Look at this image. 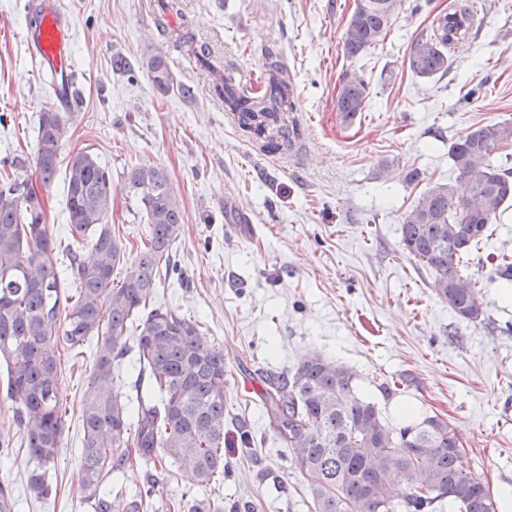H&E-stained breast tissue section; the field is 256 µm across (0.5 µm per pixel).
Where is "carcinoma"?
<instances>
[{"mask_svg":"<svg viewBox=\"0 0 512 512\" xmlns=\"http://www.w3.org/2000/svg\"><path fill=\"white\" fill-rule=\"evenodd\" d=\"M405 0H355L342 40L344 56L356 58L381 44ZM470 8L453 3L437 14L431 31L416 38L407 63L419 76L448 72L450 52L472 35ZM176 46L212 77L224 110L238 116L240 129L269 153L282 152L303 134L294 111L288 71L278 59L267 65V85L256 96L236 82L235 68L210 61L208 49L180 31ZM147 68L157 89L174 79L165 60L154 55ZM366 81L342 76L336 112L342 121L365 111ZM65 113L40 112L35 163L43 187L57 170ZM512 146V122L468 129L451 145L450 158L467 193L450 184L424 191L400 225L407 253L428 269L437 296L457 316L485 320L486 308L469 273L472 250L486 243L489 226L512 203V170L495 158ZM125 188L139 198L148 224V244L135 258V271L112 286L115 268L126 258L125 243L112 233V172L86 151L70 155L64 193L69 243L49 235L44 204L34 187L18 176L0 180V361L7 367L6 396L36 460L27 482L38 499L56 496L48 480L63 433L60 354L82 353L93 344V396L81 411L83 470L81 492L95 512H111L112 476L140 465L170 460L209 486L224 476V348L207 342L199 323L174 310L147 309L169 278L171 247L182 224L181 201L167 170L133 167ZM94 257H81L84 241ZM491 280L512 287V255L499 254ZM108 312L103 318L102 311ZM135 355V405L122 400L115 380L129 354ZM263 404L274 434L288 448L306 480L313 512H436L444 500L456 512H497L480 475L458 464L460 441L448 423L429 417L415 428H395L376 403L361 397L355 373L319 354L292 369L261 376ZM155 485L129 501L128 512H145ZM13 487L0 481V512H14ZM175 512H224V503L197 499Z\"/></svg>","mask_w":512,"mask_h":512,"instance_id":"cac0c4a2","label":"carcinoma"}]
</instances>
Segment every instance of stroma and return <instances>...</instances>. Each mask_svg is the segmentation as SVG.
Returning a JSON list of instances; mask_svg holds the SVG:
<instances>
[{"label":"stroma","mask_w":512,"mask_h":512,"mask_svg":"<svg viewBox=\"0 0 512 512\" xmlns=\"http://www.w3.org/2000/svg\"><path fill=\"white\" fill-rule=\"evenodd\" d=\"M39 0H0V159L24 158L23 177L38 179V116L57 106L26 46ZM449 0H410L386 40L349 59L342 36L355 0H61L72 25L76 93L82 104L62 142V158L86 151L112 172V230L128 260L123 281L150 226L123 188L134 166L164 167L183 207L172 245L182 278L157 288L161 306L196 317L205 340L219 344L229 370L224 394V482L210 488L168 464L130 472L125 493L147 480L157 492L151 512L170 499L247 501L254 512H310L304 478L276 440L261 402V374L290 369L308 353L355 372L360 395L395 421L398 403L436 416L460 436L464 470L481 474L490 492L512 486V299L486 278L493 254L512 252V206L500 214L470 263L487 317L458 318L440 300L433 276L400 242L404 213L435 182L463 183L451 144L468 129L512 121V0H469L475 24L452 53L448 72L422 78L406 64L412 41L428 32ZM189 30L214 57L239 71L263 72L283 61L305 125L306 154L258 157L210 76L169 34ZM162 55L177 86L160 92L146 67ZM129 67L113 69L114 59ZM362 75L367 107L350 123L336 110L345 71ZM417 180H409L411 171ZM90 355L61 356L66 408L62 445L50 472L55 500L27 488L35 467L6 399L0 374V454L16 512H94L80 493L81 409L92 386ZM255 440L245 456L242 430Z\"/></svg>","instance_id":"35a3bbf8"}]
</instances>
